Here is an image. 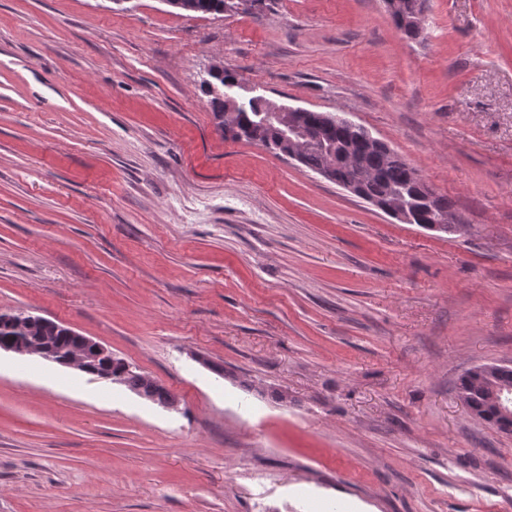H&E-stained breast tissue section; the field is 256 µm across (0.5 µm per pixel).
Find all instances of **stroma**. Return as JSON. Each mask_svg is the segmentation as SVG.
I'll list each match as a JSON object with an SVG mask.
<instances>
[{"label":"stroma","mask_w":512,"mask_h":512,"mask_svg":"<svg viewBox=\"0 0 512 512\" xmlns=\"http://www.w3.org/2000/svg\"><path fill=\"white\" fill-rule=\"evenodd\" d=\"M348 117L464 221L404 224L224 137L210 68ZM0 312L103 344L177 409L0 352V512H512V0H0ZM223 366L216 374L214 366ZM401 2L403 5L402 12L394 13L397 9V1H392V0L385 1L388 9L390 10L391 13H393L392 18H393L395 27L407 39L412 40V41H417L422 38L424 28L419 29V28L413 27L409 23H405L404 15H408L410 12H413L416 8H419V10L424 11V2L425 1L424 0H401ZM495 367L494 383L502 392L503 405L510 411L511 417L503 414L495 404L491 403L489 390L485 384L486 368L477 367L466 372L460 379L458 392L461 399L473 414L482 420L496 426L504 432H512V367L491 365ZM500 397L496 401L501 410L505 412ZM510 428V430H509Z\"/></svg>","instance_id":"35a3bbf8"}]
</instances>
